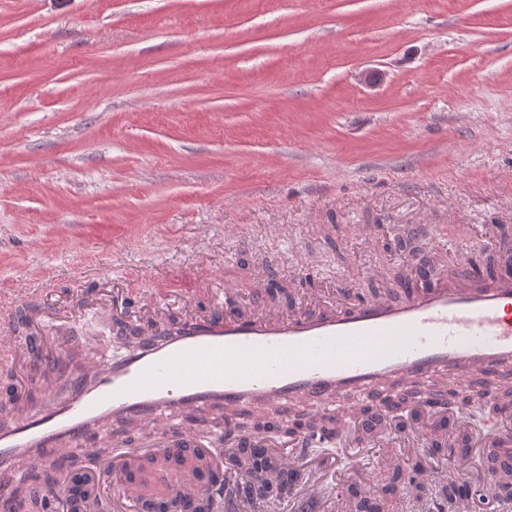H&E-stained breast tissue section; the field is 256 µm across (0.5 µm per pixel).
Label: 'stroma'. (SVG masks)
Masks as SVG:
<instances>
[{"label": "stroma", "mask_w": 512, "mask_h": 512, "mask_svg": "<svg viewBox=\"0 0 512 512\" xmlns=\"http://www.w3.org/2000/svg\"><path fill=\"white\" fill-rule=\"evenodd\" d=\"M489 224L512 225V0H0V316L22 341L81 292L386 293L417 254L460 270ZM57 375L0 361V400ZM419 462L385 444L345 486L455 512L400 480Z\"/></svg>", "instance_id": "35a3bbf8"}]
</instances>
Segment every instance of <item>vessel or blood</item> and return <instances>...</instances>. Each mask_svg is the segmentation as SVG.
<instances>
[{
    "instance_id": "b4317fda",
    "label": "vessel or blood",
    "mask_w": 512,
    "mask_h": 512,
    "mask_svg": "<svg viewBox=\"0 0 512 512\" xmlns=\"http://www.w3.org/2000/svg\"><path fill=\"white\" fill-rule=\"evenodd\" d=\"M169 288L136 291L133 325L143 328L137 344L110 322L107 309L76 305L58 325L57 337L90 322H103L115 353L95 359L44 386L41 402L21 406L0 418V467L23 471L63 462L76 449L98 455L96 435L108 422L152 423L161 448L130 439L113 458L115 471H139L159 450L196 448L200 441L188 420L212 407L241 408L261 414L271 401L307 405L342 414V428L364 421L363 411L384 397L400 395L421 381L432 386L438 372L455 373L458 406L429 394L395 410L403 429L399 442L411 448L445 434L455 449L448 466L421 468L423 481L438 484L449 474L468 476L472 450L459 446L469 433L465 404L472 376L486 379L489 399L512 390V266L493 275L468 269L430 283H410L404 294H362L358 302L294 314L262 304L242 314L206 313L191 308L178 321L164 308ZM219 442L268 448L267 437L240 436L225 425ZM336 448L327 471L345 477L368 456L363 444L346 448L340 433L298 434L277 455L282 471L301 468L319 448ZM117 498L140 501L148 484L174 488L188 502L200 490L177 467L139 472ZM317 481H309L298 499V512H328Z\"/></svg>"
}]
</instances>
